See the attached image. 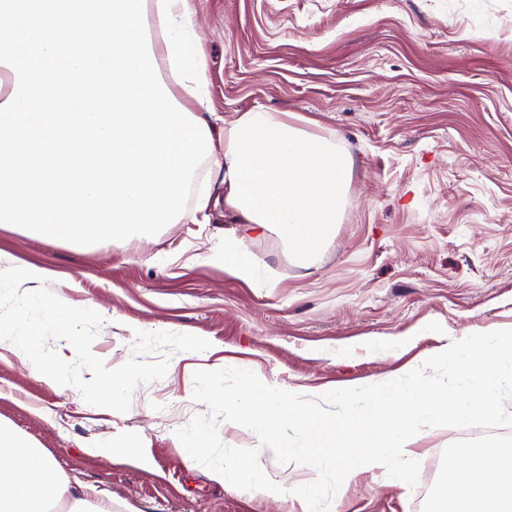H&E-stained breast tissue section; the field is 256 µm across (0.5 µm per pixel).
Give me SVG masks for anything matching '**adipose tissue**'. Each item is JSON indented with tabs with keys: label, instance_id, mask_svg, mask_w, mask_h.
<instances>
[{
	"label": "adipose tissue",
	"instance_id": "ef3b65f1",
	"mask_svg": "<svg viewBox=\"0 0 512 512\" xmlns=\"http://www.w3.org/2000/svg\"><path fill=\"white\" fill-rule=\"evenodd\" d=\"M195 24L189 0H0V224L149 241L180 222L198 162L218 153L193 217H230L217 258L259 281L243 243L274 230L296 263L314 262L336 235L351 159L292 113L225 125ZM67 490L55 459L0 420V512H52Z\"/></svg>",
	"mask_w": 512,
	"mask_h": 512
}]
</instances>
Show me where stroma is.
Wrapping results in <instances>:
<instances>
[{
    "mask_svg": "<svg viewBox=\"0 0 512 512\" xmlns=\"http://www.w3.org/2000/svg\"><path fill=\"white\" fill-rule=\"evenodd\" d=\"M212 104L232 124L262 106L335 135L352 159L335 239L314 265L281 237L249 239L267 287L214 259L227 228L166 224L154 239L92 247L0 226V270L36 264L74 307L99 312L92 352L135 355L137 331L193 334L195 353L159 349L163 379L129 411L83 403L0 352V420L39 443L72 483L108 488L111 512H293L289 488L314 468L278 463L251 430L219 426L254 449L280 494L227 489L174 436L206 405L188 398L200 369L245 367L315 399L346 383L403 376L468 328H512V0H191ZM394 346L393 354L377 345ZM457 429L416 436L432 485ZM107 446L102 455L89 446ZM416 489L366 473L330 512H421Z\"/></svg>",
    "mask_w": 512,
    "mask_h": 512,
    "instance_id": "35a3bbf8",
    "label": "stroma"
}]
</instances>
